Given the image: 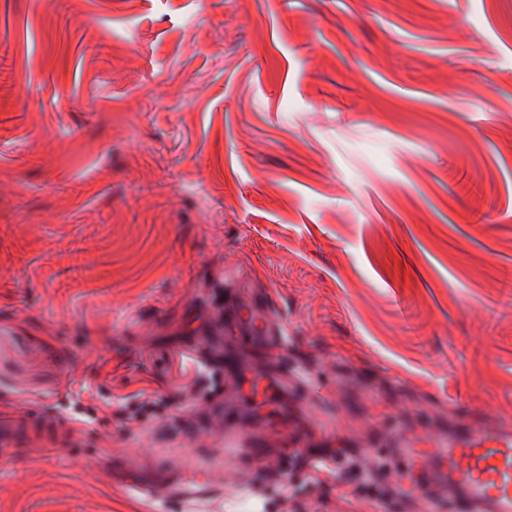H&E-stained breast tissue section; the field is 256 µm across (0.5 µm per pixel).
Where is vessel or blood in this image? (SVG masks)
I'll return each instance as SVG.
<instances>
[{"label":"vessel or blood","instance_id":"b4317fda","mask_svg":"<svg viewBox=\"0 0 512 512\" xmlns=\"http://www.w3.org/2000/svg\"><path fill=\"white\" fill-rule=\"evenodd\" d=\"M230 318L237 325L260 329L270 336L275 355L287 349V338L271 322L257 324L241 308L233 309ZM43 433L57 443L67 436L68 429L55 418L36 415L23 407L0 409L1 447L31 446ZM439 473L457 489L459 512H512V428L460 422L449 434L448 447L439 457Z\"/></svg>","mask_w":512,"mask_h":512}]
</instances>
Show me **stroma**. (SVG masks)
I'll list each match as a JSON object with an SVG mask.
<instances>
[{
  "label": "stroma",
  "instance_id": "obj_1",
  "mask_svg": "<svg viewBox=\"0 0 512 512\" xmlns=\"http://www.w3.org/2000/svg\"><path fill=\"white\" fill-rule=\"evenodd\" d=\"M7 404L78 433L0 448V512H359L329 455L457 512L443 438L512 421V0H0Z\"/></svg>",
  "mask_w": 512,
  "mask_h": 512
}]
</instances>
